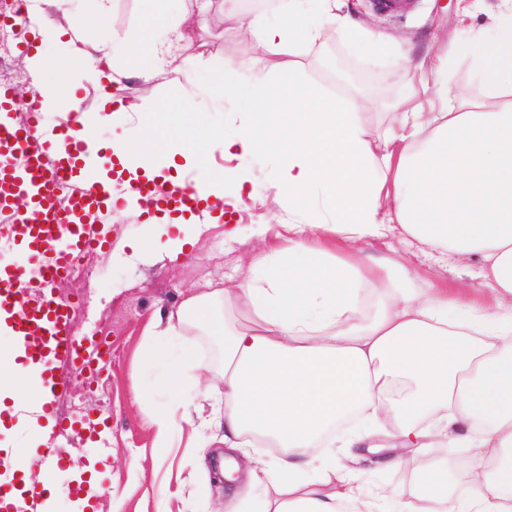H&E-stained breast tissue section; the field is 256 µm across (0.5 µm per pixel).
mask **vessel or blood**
I'll list each match as a JSON object with an SVG mask.
<instances>
[{"label":"vessel or blood","instance_id":"vessel-or-blood-1","mask_svg":"<svg viewBox=\"0 0 512 512\" xmlns=\"http://www.w3.org/2000/svg\"><path fill=\"white\" fill-rule=\"evenodd\" d=\"M52 148L57 158L50 164L46 154ZM85 158L84 137L64 128L46 129L42 113L31 112L23 126L0 118V237L20 247L23 255L19 262L0 258V314L12 315V330L24 341L26 360L66 362L83 375L96 371L105 353L98 343L72 335L71 306L55 298L53 285L68 274L76 256L103 247L88 215L106 217L116 206L100 184L78 186ZM64 192L69 205L61 210L57 201ZM129 192L156 197L159 208L169 212L199 204L190 181L168 189L135 181ZM20 196L28 203L22 215L14 209ZM64 389V382L45 370L43 395L28 416L54 421L63 431L81 425L80 416L59 411L57 399Z\"/></svg>","mask_w":512,"mask_h":512}]
</instances>
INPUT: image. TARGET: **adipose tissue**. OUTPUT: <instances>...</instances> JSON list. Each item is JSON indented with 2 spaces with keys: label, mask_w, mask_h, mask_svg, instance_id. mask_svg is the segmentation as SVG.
Instances as JSON below:
<instances>
[{
  "label": "adipose tissue",
  "mask_w": 512,
  "mask_h": 512,
  "mask_svg": "<svg viewBox=\"0 0 512 512\" xmlns=\"http://www.w3.org/2000/svg\"><path fill=\"white\" fill-rule=\"evenodd\" d=\"M152 2L157 34L145 51L181 75L184 63L165 55L158 36L182 21L169 15L167 0ZM111 8L112 0H96L92 16L66 30V59L30 56L35 72L55 78L42 109L70 94L69 67L117 82L114 46L86 50L88 30ZM327 24L367 41L333 0H279L276 21L254 24L258 48L284 62L272 74H241L248 95L234 134L184 111L120 138L112 152L122 168L141 167L150 179L180 162L196 166L188 145L195 138L274 162L272 187L288 213L282 244L258 253L236 288L188 296L176 313L221 343L224 370L202 385L224 397L225 449L239 451L251 434L267 442L266 462L248 468L252 512H376L378 500L349 489V476L339 478L343 491L325 495L333 470L316 447L327 434L387 466L397 464L401 449L447 447L472 449L476 464L494 466L459 505L448 496L447 463L425 465L416 475L417 501L396 504L394 512H512V21L492 38H476L474 67L486 102L449 101L453 44L427 67L438 111L388 113L380 132L369 130L356 101L330 98L300 79L292 58ZM153 222L158 240L134 243V255L151 250L177 260L203 231L195 214ZM397 228L428 254L480 259L479 284L494 291L497 309L449 299L401 260L367 265L361 245ZM369 297L375 312L366 318ZM153 336L142 363L158 370L168 392L187 395L184 372L197 360L195 348L171 325ZM20 353L18 341L0 343V401L18 405L42 394L38 387L15 393L16 376L34 378L40 370L20 368ZM428 412L434 424L421 427ZM270 484L284 500L267 499Z\"/></svg>",
  "instance_id": "obj_1"
}]
</instances>
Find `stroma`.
<instances>
[{
  "mask_svg": "<svg viewBox=\"0 0 512 512\" xmlns=\"http://www.w3.org/2000/svg\"><path fill=\"white\" fill-rule=\"evenodd\" d=\"M344 3L345 11L368 34L383 37L388 49L385 57H377L341 33L331 47L371 88L364 102L375 124L380 113L395 111L407 96L429 104L432 95L421 90L416 68L421 58L443 55L449 44L467 40L469 31H494L497 20L512 13V0H413L405 14L382 12L373 0ZM169 9L185 18L183 38L172 42L171 51L186 59L188 79L175 80L161 69L150 82L142 81L135 51L144 43L151 19L148 0H112L111 14L102 26L92 29L89 40L113 39L122 45L116 66L124 77L113 89L111 102L113 110L121 111L120 120L113 125L99 122L96 84L92 75L85 74L77 79L74 98L48 111L49 121L89 123L104 146L117 137L139 133L144 113L177 112L188 101L211 127L232 132L241 121L240 95L234 90L216 97L212 77L250 65L258 48L249 25L274 18L275 10L246 9L242 21L229 22L224 18V0H169ZM331 48L320 38L302 43L294 61L307 85L332 97L352 94L353 86L336 80L327 68L325 56ZM448 95L471 103L484 101L471 55L457 58L448 75ZM202 162L217 176L229 170L250 171L252 181L233 205L225 206L224 217L204 230L188 254L175 262L157 253L131 260V243L154 235L155 228L148 213L129 204L113 210L105 248L86 256L98 274L84 280L71 320L78 325L80 337L105 343L110 357L101 371L83 377L76 376L69 364L55 363L57 376L66 383L61 408L95 414L82 424L78 440L65 432L56 435L55 444L63 448L78 476L96 474L100 491L94 496L93 512H226L227 490L216 465L224 446L215 442L219 430L212 424L224 403L202 395L187 400L161 389L154 373L139 364L146 347L144 332L150 322L176 311L185 292L235 288L259 248L253 227L286 223L288 213L275 197L274 176L266 160L243 159L209 147L202 152ZM364 253L370 262L402 254L413 271L435 284H447L471 305L495 306L489 289L473 286L478 258L451 255L434 260L417 244L405 242L398 231L365 245ZM170 408L188 412L190 418L181 424L182 447L160 450L154 446L152 418ZM356 454L353 448L337 449V473L352 472L364 494L392 492L400 501L413 500L418 492L413 482L418 454L402 452L398 464L389 468L353 463Z\"/></svg>",
  "mask_w": 512,
  "mask_h": 512,
  "instance_id": "stroma-1",
  "label": "stroma"
}]
</instances>
